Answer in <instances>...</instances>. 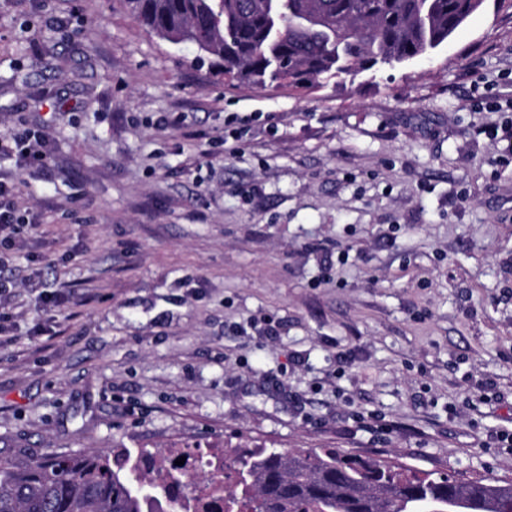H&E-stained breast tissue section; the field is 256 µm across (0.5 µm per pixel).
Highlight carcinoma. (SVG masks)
I'll use <instances>...</instances> for the list:
<instances>
[{"label": "carcinoma", "instance_id": "obj_1", "mask_svg": "<svg viewBox=\"0 0 512 512\" xmlns=\"http://www.w3.org/2000/svg\"><path fill=\"white\" fill-rule=\"evenodd\" d=\"M485 0H126L162 38L191 43L224 62L238 83L321 79L430 57ZM137 477L103 453L51 457L23 467L0 460V512H176L174 475ZM241 491L224 498L250 512H421L435 501L455 512H512V483L483 477L420 479L370 457L328 450L248 456Z\"/></svg>", "mask_w": 512, "mask_h": 512}]
</instances>
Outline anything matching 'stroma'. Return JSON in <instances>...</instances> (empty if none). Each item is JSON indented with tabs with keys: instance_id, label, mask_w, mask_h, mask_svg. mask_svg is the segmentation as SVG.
Here are the masks:
<instances>
[{
	"instance_id": "1",
	"label": "stroma",
	"mask_w": 512,
	"mask_h": 512,
	"mask_svg": "<svg viewBox=\"0 0 512 512\" xmlns=\"http://www.w3.org/2000/svg\"><path fill=\"white\" fill-rule=\"evenodd\" d=\"M220 67L124 0H0V134L51 149L0 163L37 222L0 254V457L335 448L512 480V163L484 133L512 9L310 89ZM49 156L46 143L27 129H14L0 135V160L13 159L19 168L45 164Z\"/></svg>"
}]
</instances>
